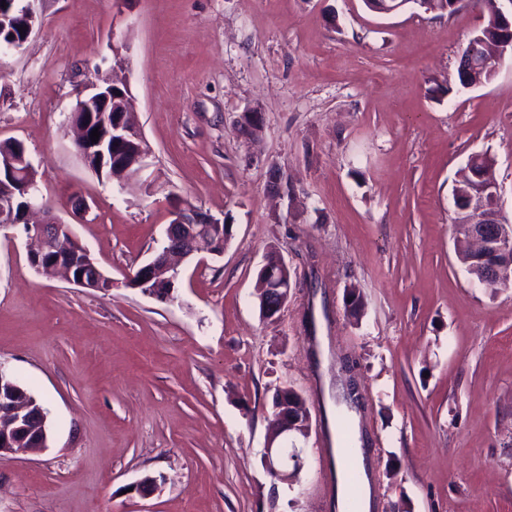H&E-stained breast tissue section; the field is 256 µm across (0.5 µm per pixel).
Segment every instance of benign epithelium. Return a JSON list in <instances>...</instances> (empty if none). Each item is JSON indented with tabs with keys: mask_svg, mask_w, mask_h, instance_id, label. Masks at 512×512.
<instances>
[{
	"mask_svg": "<svg viewBox=\"0 0 512 512\" xmlns=\"http://www.w3.org/2000/svg\"><path fill=\"white\" fill-rule=\"evenodd\" d=\"M37 0H5L0 7V34L10 24L12 14L18 10L29 16V26L22 36L10 37L4 45L11 51L20 52L40 28V14L35 8ZM512 55V10H499L497 44L493 52L480 59V68L496 74L506 55ZM131 99L110 76H97L87 80L78 90L76 103L68 118V130L72 143L87 167L103 168L109 164L119 168L125 165L115 148L137 141L140 143L135 158L138 170L147 167L151 150L140 128L125 119L130 112ZM98 128V141H91L88 128ZM241 137L250 140L262 130L259 112H244L237 120ZM34 165L26 150L17 155L0 157V231L25 226L26 250L30 265L37 274L43 269L37 260L52 258L49 276H60L69 283L86 287L92 283L102 292L112 291V277L99 266L88 249L84 258L75 263L60 253L63 221L56 217L49 205L39 199ZM468 191L454 203V223L465 233L471 251L458 257L469 269L479 270L478 283L485 287L490 283H512V216L502 210L501 187L489 173L477 170L468 163L464 176ZM171 220L164 241L152 257L135 273L126 277L129 286L145 288V292L157 297L167 296L179 280V262L202 254L220 256L226 240H218L214 228L221 226L216 218L190 206L178 197L171 208ZM260 272L265 275L258 306L266 318L281 311L285 306L281 292L292 286L290 268L284 259L276 266L263 263ZM288 388L279 391L275 426L270 429L264 452L266 471L276 480L291 484L297 481L301 465L298 451H293V465L282 459L283 444L292 436L307 434L311 420L301 422L294 406L288 404ZM50 428L41 409L19 399V386L12 373L0 364V456L26 455L48 447Z\"/></svg>",
	"mask_w": 512,
	"mask_h": 512,
	"instance_id": "benign-epithelium-1",
	"label": "benign epithelium"
}]
</instances>
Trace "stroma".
I'll use <instances>...</instances> for the list:
<instances>
[{"label":"stroma","instance_id":"1","mask_svg":"<svg viewBox=\"0 0 512 512\" xmlns=\"http://www.w3.org/2000/svg\"><path fill=\"white\" fill-rule=\"evenodd\" d=\"M41 15L24 51L0 53V140L24 144L43 197L114 286L37 275L21 229L0 233V363L52 426L46 450L0 457V512H332L323 451L345 353L373 512H512V287L483 288L460 264L452 199L486 153L512 211V60L460 84L459 52L483 23L471 0L451 15L363 0H43ZM95 72L129 84L151 149L122 186L66 133ZM245 112L263 117L252 146L236 129ZM172 192L229 234L160 299L125 277L160 247ZM272 246L295 286L266 320L256 283ZM284 386L319 426L295 440L291 486L263 463ZM148 475L162 484L144 497Z\"/></svg>","mask_w":512,"mask_h":512}]
</instances>
